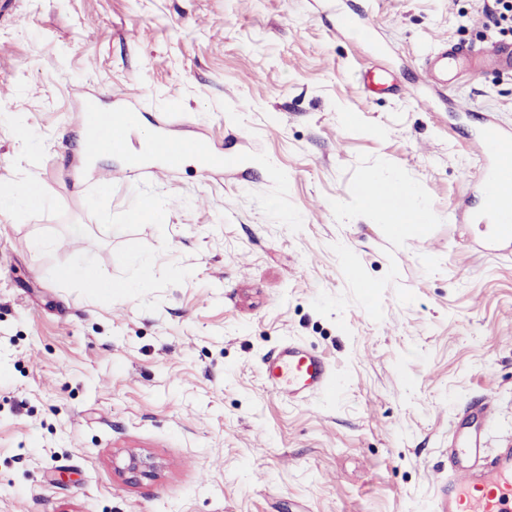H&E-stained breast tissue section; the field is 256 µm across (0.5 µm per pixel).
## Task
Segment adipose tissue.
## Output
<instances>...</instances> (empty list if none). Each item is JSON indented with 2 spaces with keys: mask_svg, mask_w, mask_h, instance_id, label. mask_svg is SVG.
Listing matches in <instances>:
<instances>
[{
  "mask_svg": "<svg viewBox=\"0 0 512 512\" xmlns=\"http://www.w3.org/2000/svg\"><path fill=\"white\" fill-rule=\"evenodd\" d=\"M367 179L388 192L393 203L384 209L376 208L359 193L355 196V206L359 211L377 217L394 239L425 234L431 216L426 208L413 200L406 185L379 170L371 171Z\"/></svg>",
  "mask_w": 512,
  "mask_h": 512,
  "instance_id": "1",
  "label": "adipose tissue"
}]
</instances>
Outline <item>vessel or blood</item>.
Wrapping results in <instances>:
<instances>
[{
	"label": "vessel or blood",
	"instance_id": "vessel-or-blood-1",
	"mask_svg": "<svg viewBox=\"0 0 512 512\" xmlns=\"http://www.w3.org/2000/svg\"><path fill=\"white\" fill-rule=\"evenodd\" d=\"M475 55L472 49L441 47L427 59L425 74L434 83L447 84L458 64ZM77 120L84 130V159L90 161L103 151H113L125 160L122 176L131 179L171 174L188 159L208 175L234 164L233 158L218 151L202 132L177 137L161 124L149 140H135L141 114L131 101L109 111L85 103ZM477 146L488 163L475 177L481 203L471 217L491 225L492 233L482 249L497 252L512 248V129L486 121L479 130ZM261 374L275 394L289 401L333 389L326 360L294 340L283 342L263 361ZM493 415L494 408L487 400L467 410L471 431L464 447L448 451V476L439 482L436 512H512V440L487 448L477 430L478 424L490 422Z\"/></svg>",
	"mask_w": 512,
	"mask_h": 512
}]
</instances>
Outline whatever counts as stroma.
<instances>
[{
	"label": "stroma",
	"instance_id": "1",
	"mask_svg": "<svg viewBox=\"0 0 512 512\" xmlns=\"http://www.w3.org/2000/svg\"><path fill=\"white\" fill-rule=\"evenodd\" d=\"M490 5L0 0V190L46 197L0 213V512H434L464 411L492 399L483 441L512 439V251L449 220L476 199L483 118L512 127V72L423 76L443 42L512 50ZM92 91L239 166L115 177L121 157L78 152ZM377 167L429 210L424 236L355 209ZM80 262L129 290L56 279ZM288 339L334 392L269 391ZM45 204L43 188L38 181L30 180L15 189L0 191V210L12 209L20 205L27 209H37Z\"/></svg>",
	"mask_w": 512,
	"mask_h": 512
}]
</instances>
